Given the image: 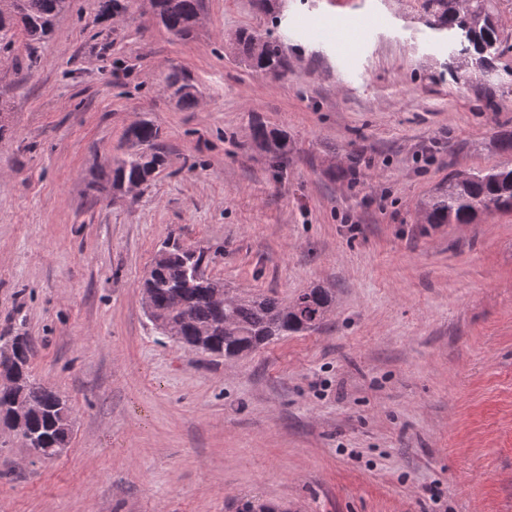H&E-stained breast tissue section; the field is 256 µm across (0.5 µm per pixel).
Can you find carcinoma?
<instances>
[{
	"label": "carcinoma",
	"mask_w": 512,
	"mask_h": 512,
	"mask_svg": "<svg viewBox=\"0 0 512 512\" xmlns=\"http://www.w3.org/2000/svg\"><path fill=\"white\" fill-rule=\"evenodd\" d=\"M496 0H423L432 25L447 32L452 47L451 73L466 76L485 72L504 54L507 39L495 18ZM73 0H0V60L10 59L16 30L31 42L48 38L57 20ZM159 23L172 35L192 33L203 0H152ZM237 54L253 69L283 74L288 68L280 44L256 31L236 38ZM166 89L182 105L197 102L190 77L174 71ZM252 140L277 167L288 160V135L257 120ZM129 149L112 161V189L139 187L151 181L166 163L161 129L142 121L126 133ZM418 209L426 224H471L482 215L512 211V168L495 167L476 172H451L420 201ZM212 261L209 248L165 243L155 254L142 288L157 318L181 327L182 343L192 349L211 343L231 359L292 333L320 329L333 313L335 299L327 288H309L287 304L265 293L224 289V300L215 298L216 281L205 276ZM33 348L26 336H0V368L17 372L20 383L13 391L0 392V420L12 418L17 403L29 407L27 425L31 439L24 444L35 459L53 458L67 446L66 420L72 418L68 401L42 386L29 370Z\"/></svg>",
	"instance_id": "cac0c4a2"
}]
</instances>
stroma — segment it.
I'll return each mask as SVG.
<instances>
[{
	"instance_id": "35a3bbf8",
	"label": "stroma",
	"mask_w": 512,
	"mask_h": 512,
	"mask_svg": "<svg viewBox=\"0 0 512 512\" xmlns=\"http://www.w3.org/2000/svg\"><path fill=\"white\" fill-rule=\"evenodd\" d=\"M423 0H205L193 37L149 0H74L0 66V336L66 396V449L31 462L0 434V512H512V212L421 223L456 170L512 166V51L485 83L450 74ZM340 29L343 47L324 36ZM288 70L244 67L239 31ZM193 79L195 107L164 89ZM143 119L166 165L131 192L112 159ZM260 120L287 132L273 168ZM209 276L287 302L336 291L321 329L224 359L182 348L139 283L167 239Z\"/></svg>"
}]
</instances>
